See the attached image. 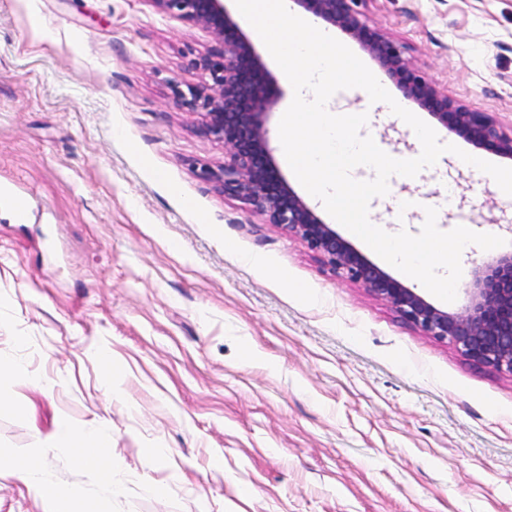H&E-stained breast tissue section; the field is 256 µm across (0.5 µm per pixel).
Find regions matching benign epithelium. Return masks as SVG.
I'll use <instances>...</instances> for the list:
<instances>
[{"mask_svg": "<svg viewBox=\"0 0 512 512\" xmlns=\"http://www.w3.org/2000/svg\"><path fill=\"white\" fill-rule=\"evenodd\" d=\"M158 11L210 32L207 51L192 60L208 80L175 89L176 104L203 116L201 133L224 143V164L201 176L249 211L305 242L330 271L360 283L389 304L407 324L453 345L466 359L512 376V252L474 262L473 278L455 311L442 310L362 257L280 176L267 119L274 101L264 64L224 0H148ZM321 22L354 38L391 77L404 100L425 109L449 131L476 146L512 157V129L486 112H473L448 97L405 56L404 47L369 27L364 0H290Z\"/></svg>", "mask_w": 512, "mask_h": 512, "instance_id": "benign-epithelium-1", "label": "benign epithelium"}]
</instances>
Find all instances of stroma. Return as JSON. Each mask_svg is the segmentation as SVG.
Returning a JSON list of instances; mask_svg holds the SVG:
<instances>
[{
  "label": "stroma",
  "instance_id": "stroma-1",
  "mask_svg": "<svg viewBox=\"0 0 512 512\" xmlns=\"http://www.w3.org/2000/svg\"><path fill=\"white\" fill-rule=\"evenodd\" d=\"M361 10L451 99L512 126V0ZM239 25L265 58L275 163L334 224L279 140L292 86ZM210 44L148 0H0V193L22 204L0 211V356L49 385L0 374V448L51 447L69 512H512V376L423 335L201 177L224 145L173 89L201 82L191 61ZM343 107L368 113L383 151L420 154L387 104L358 91ZM405 195L443 231L474 213L473 231L512 250V196L458 156L392 176L371 222L418 233ZM64 427L111 440L120 495L53 448ZM50 508L0 464V512Z\"/></svg>",
  "mask_w": 512,
  "mask_h": 512
}]
</instances>
